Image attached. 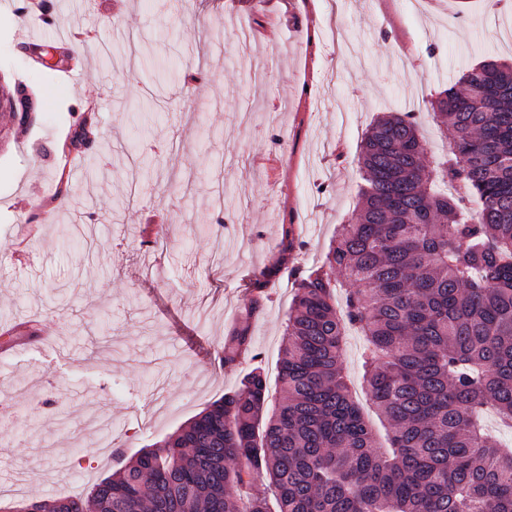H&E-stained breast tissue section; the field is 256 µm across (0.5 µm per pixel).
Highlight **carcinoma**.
Returning <instances> with one entry per match:
<instances>
[{"mask_svg":"<svg viewBox=\"0 0 512 512\" xmlns=\"http://www.w3.org/2000/svg\"><path fill=\"white\" fill-rule=\"evenodd\" d=\"M430 106L450 134L443 161L412 112L364 135L354 219L296 281L279 400L255 370L86 493L27 512H512V448L482 421L490 407L512 423V64L468 69ZM450 182L476 211L436 189ZM350 329L385 452L344 374ZM250 350L235 331L219 362Z\"/></svg>","mask_w":512,"mask_h":512,"instance_id":"obj_1","label":"carcinoma"}]
</instances>
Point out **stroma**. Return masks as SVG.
Instances as JSON below:
<instances>
[{"mask_svg":"<svg viewBox=\"0 0 512 512\" xmlns=\"http://www.w3.org/2000/svg\"><path fill=\"white\" fill-rule=\"evenodd\" d=\"M13 2L0 72L42 103L0 153V333L32 328L0 354L20 418L0 421V507L15 510L110 475L111 449L163 440L255 367L277 394L295 282L352 217L365 131L413 112L428 158L447 155L425 102L482 57L512 63V0H57V27L81 36L70 82L31 64L48 29ZM87 109L95 141L62 178ZM238 327L254 352L222 367Z\"/></svg>","mask_w":512,"mask_h":512,"instance_id":"stroma-1","label":"stroma"}]
</instances>
